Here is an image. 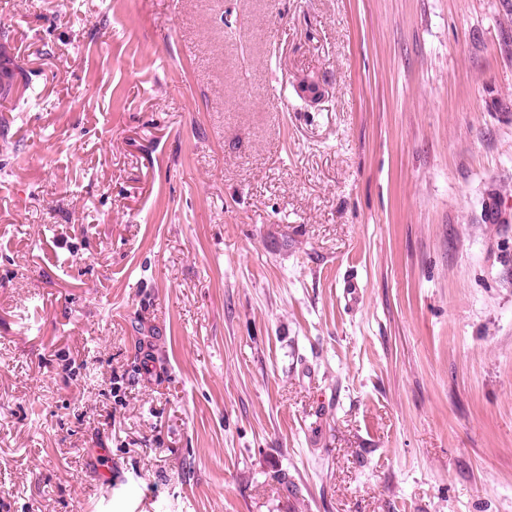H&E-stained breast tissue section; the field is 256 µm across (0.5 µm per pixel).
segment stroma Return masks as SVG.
Segmentation results:
<instances>
[{"label": "stroma", "instance_id": "stroma-1", "mask_svg": "<svg viewBox=\"0 0 512 512\" xmlns=\"http://www.w3.org/2000/svg\"><path fill=\"white\" fill-rule=\"evenodd\" d=\"M0 57V512H512V0H0Z\"/></svg>", "mask_w": 512, "mask_h": 512}]
</instances>
